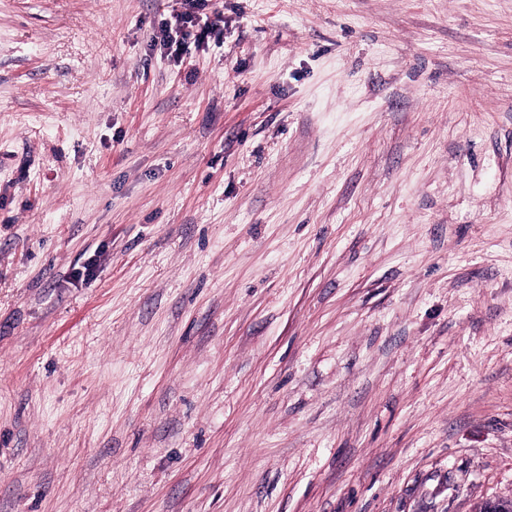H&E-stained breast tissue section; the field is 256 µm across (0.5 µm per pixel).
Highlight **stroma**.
Here are the masks:
<instances>
[{"label":"stroma","instance_id":"obj_1","mask_svg":"<svg viewBox=\"0 0 512 512\" xmlns=\"http://www.w3.org/2000/svg\"><path fill=\"white\" fill-rule=\"evenodd\" d=\"M509 498L512 0H0V512ZM192 22V16L184 14L175 21L174 25L171 23L165 24L161 29V41L163 46L167 49H171V53H174L177 58L183 52L187 40L192 36L189 30L190 26H192Z\"/></svg>","mask_w":512,"mask_h":512}]
</instances>
